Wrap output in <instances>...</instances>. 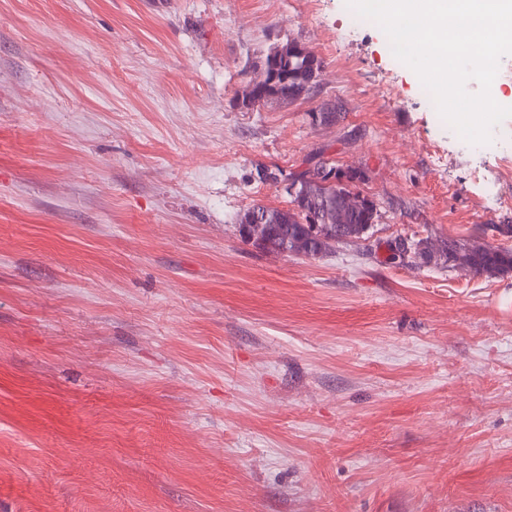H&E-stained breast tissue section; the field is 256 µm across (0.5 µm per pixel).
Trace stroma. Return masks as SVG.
I'll list each match as a JSON object with an SVG mask.
<instances>
[{
    "mask_svg": "<svg viewBox=\"0 0 512 512\" xmlns=\"http://www.w3.org/2000/svg\"><path fill=\"white\" fill-rule=\"evenodd\" d=\"M350 14L0 0V512H512V273L385 247L512 224V144L466 150ZM290 40L311 94L242 108ZM311 159L363 172L369 238L243 242L291 206L258 170Z\"/></svg>",
    "mask_w": 512,
    "mask_h": 512,
    "instance_id": "stroma-1",
    "label": "stroma"
}]
</instances>
